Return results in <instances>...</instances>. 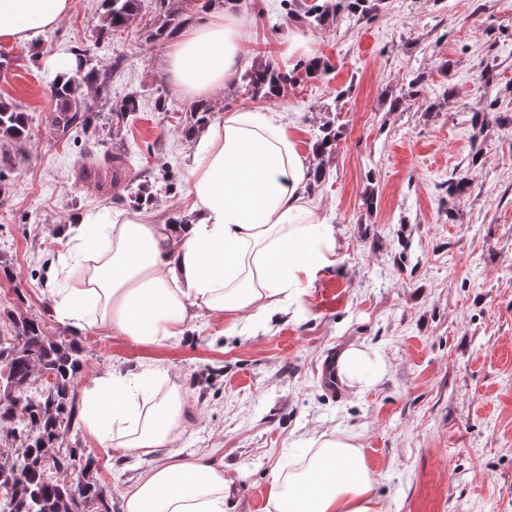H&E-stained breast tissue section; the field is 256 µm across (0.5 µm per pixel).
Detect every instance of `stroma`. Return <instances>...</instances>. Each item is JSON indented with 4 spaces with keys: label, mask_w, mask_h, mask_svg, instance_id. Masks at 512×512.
<instances>
[{
    "label": "stroma",
    "mask_w": 512,
    "mask_h": 512,
    "mask_svg": "<svg viewBox=\"0 0 512 512\" xmlns=\"http://www.w3.org/2000/svg\"><path fill=\"white\" fill-rule=\"evenodd\" d=\"M270 0H245L251 59L287 67L286 33L296 17L268 14ZM99 0H72L47 32L42 54L0 42V97L26 111L24 144L0 141V332L10 316L41 319L64 337L42 279L65 250L58 231L72 215L142 210L156 224L192 219L188 195L195 138L184 135L194 103L167 72L170 42L148 40L159 0H141L127 25L100 34ZM309 53L331 65L328 81L289 86L283 97L240 89L208 98L224 111L272 108L292 127L325 176L311 188L318 215L336 228L337 262L301 303L274 310L262 329L194 317L185 335L159 346L90 332L79 342L81 382L147 365L169 370L192 405L179 457L207 453L224 469V512H267L276 467L296 470L319 435L353 438L383 512H512V0H381L367 17L341 15L309 31ZM92 50L111 69L109 86L88 89L96 113L79 136L50 134L55 102L46 57ZM496 67L500 99L475 134L485 102L479 81ZM418 89H411L412 80ZM139 110L114 119L122 97ZM164 109H157V98ZM338 134L318 161L322 124ZM125 156L119 191L92 192L78 172L104 154ZM468 188L448 193L454 175ZM149 194L136 205L133 193ZM375 194L377 205L363 200ZM366 350L381 369L373 384L322 382L333 350ZM95 457L112 512L146 460L103 447L82 423L56 449Z\"/></svg>",
    "instance_id": "stroma-1"
}]
</instances>
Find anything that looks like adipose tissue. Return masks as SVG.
Segmentation results:
<instances>
[{
    "mask_svg": "<svg viewBox=\"0 0 512 512\" xmlns=\"http://www.w3.org/2000/svg\"><path fill=\"white\" fill-rule=\"evenodd\" d=\"M239 0L171 48L176 87L206 97L245 65ZM71 0H0V40L40 47L69 14ZM314 170L275 109L225 111L200 139L191 172L196 212L187 224H153L126 212L74 216L63 231L65 264L84 268L80 287L56 289L57 320L74 335L90 331L159 345L182 335L195 310L235 330L293 301L335 262L333 225L308 198ZM158 370L107 371L84 391L81 420L121 455L149 459L122 496L123 512H224V469L208 454L173 450L189 411L174 382L158 391ZM267 512H382L362 453L349 437L319 440L303 474L278 468Z\"/></svg>",
    "mask_w": 512,
    "mask_h": 512,
    "instance_id": "obj_1",
    "label": "adipose tissue"
}]
</instances>
